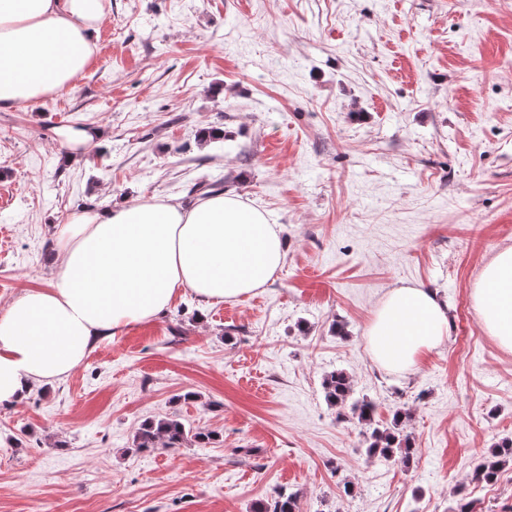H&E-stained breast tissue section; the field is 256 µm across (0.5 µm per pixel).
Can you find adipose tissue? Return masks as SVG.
<instances>
[{
    "label": "adipose tissue",
    "instance_id": "ef3b65f1",
    "mask_svg": "<svg viewBox=\"0 0 512 512\" xmlns=\"http://www.w3.org/2000/svg\"><path fill=\"white\" fill-rule=\"evenodd\" d=\"M111 0H0V109L61 92L89 69ZM285 260L278 225L231 194L186 206L137 200L69 215L52 285L0 310V406L66 377L100 341L166 312L178 289L203 302L265 287ZM483 328L512 351V247L482 268L471 294ZM429 290L391 289L367 329L373 359L416 367L448 337Z\"/></svg>",
    "mask_w": 512,
    "mask_h": 512
}]
</instances>
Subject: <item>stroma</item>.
I'll use <instances>...</instances> for the list:
<instances>
[{
  "label": "stroma",
  "instance_id": "35a3bbf8",
  "mask_svg": "<svg viewBox=\"0 0 512 512\" xmlns=\"http://www.w3.org/2000/svg\"><path fill=\"white\" fill-rule=\"evenodd\" d=\"M111 3L72 90L0 110V308L50 286L72 212L191 203L202 181L262 210L287 254L266 287L179 292L0 407V512H253L280 489L298 512H452L463 496L512 512V462L474 479L512 438V352L471 301L512 247V0ZM84 128L99 145L70 144ZM400 285L435 291L450 319L409 373L366 341ZM333 370L381 420L409 411V463L367 457L325 399ZM164 416L217 438L132 452Z\"/></svg>",
  "mask_w": 512,
  "mask_h": 512
}]
</instances>
